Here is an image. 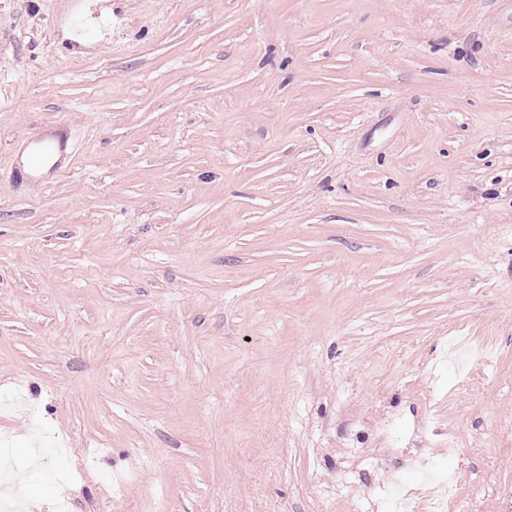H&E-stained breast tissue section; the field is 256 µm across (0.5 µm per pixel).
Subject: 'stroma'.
Wrapping results in <instances>:
<instances>
[{"label": "stroma", "instance_id": "stroma-1", "mask_svg": "<svg viewBox=\"0 0 512 512\" xmlns=\"http://www.w3.org/2000/svg\"><path fill=\"white\" fill-rule=\"evenodd\" d=\"M0 448L23 512H512V0H0ZM28 148L32 150V161L35 166L52 162L51 167L56 168L71 148L63 141H56L48 134L28 138ZM55 158H58L55 162Z\"/></svg>", "mask_w": 512, "mask_h": 512}]
</instances>
